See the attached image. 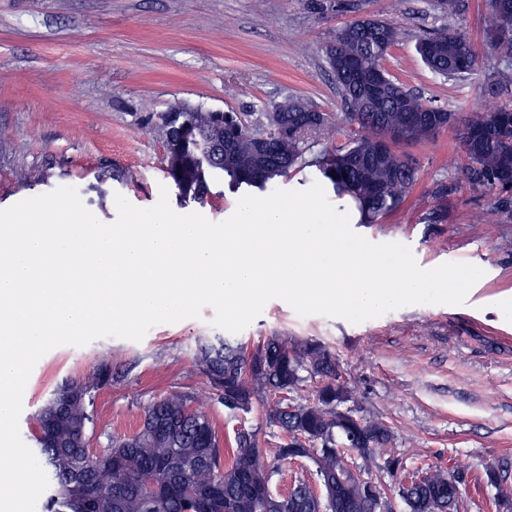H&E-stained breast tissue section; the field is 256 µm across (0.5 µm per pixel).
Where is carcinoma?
I'll return each instance as SVG.
<instances>
[{
    "label": "carcinoma",
    "mask_w": 512,
    "mask_h": 512,
    "mask_svg": "<svg viewBox=\"0 0 512 512\" xmlns=\"http://www.w3.org/2000/svg\"><path fill=\"white\" fill-rule=\"evenodd\" d=\"M490 34L487 47L512 57V0H486ZM400 41V31L384 19H354L340 27L325 46V56L346 111L336 115L346 142L307 155L328 132L331 117L307 100L287 97L259 113L220 120L201 105L189 112L171 110L162 124L165 140H178L184 126L193 132L184 168L165 170L183 199L202 200L215 175L232 193L266 191L293 173L314 166L336 194L358 206L363 224L397 209L416 184L418 164L397 145L428 140L442 130L456 132L462 158L460 176L475 190L512 198V99L496 108L463 118L406 89L386 73L384 61ZM417 51L435 74L458 80L483 59L460 32L442 27L424 33ZM376 75L383 89L373 94L360 75ZM512 89V66L496 71L488 90ZM264 134L273 151H257L256 135ZM196 361L213 391L232 411L248 412L262 393L266 424L282 430L288 446L276 449L274 461L302 455L316 467L320 484L337 488L333 512H375V501L356 479L339 482L342 449L357 452L363 469L384 460L395 476L402 470L393 454L391 427L344 407L354 388L337 370L336 357L313 341L270 336L253 351L224 339L200 349ZM318 379L312 397L292 399L308 378ZM112 381L103 365L94 376L54 391L37 414L38 457L51 470L53 494L47 512H326L324 498L305 478L288 494L268 492L273 466L254 431L238 432L236 447L222 449L209 415L172 393L152 402L139 430L114 439L97 453L89 450L86 431L98 390ZM289 398L282 399L278 393ZM317 447L302 453L304 447ZM421 483L398 482L397 494L408 512H457L462 472L440 465L427 468Z\"/></svg>",
    "instance_id": "carcinoma-1"
}]
</instances>
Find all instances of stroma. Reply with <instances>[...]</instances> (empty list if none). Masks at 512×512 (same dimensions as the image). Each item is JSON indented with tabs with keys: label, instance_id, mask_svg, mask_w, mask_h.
Listing matches in <instances>:
<instances>
[{
	"label": "stroma",
	"instance_id": "1",
	"mask_svg": "<svg viewBox=\"0 0 512 512\" xmlns=\"http://www.w3.org/2000/svg\"><path fill=\"white\" fill-rule=\"evenodd\" d=\"M365 16L399 29L385 68L406 88L461 114L501 104L486 89L487 69L446 81L415 49L423 32L445 25L485 50L483 0H464L447 18L429 0H0V209L59 186L76 187L105 223L117 218L115 194L152 207L167 182L160 115L185 103L248 116L301 96L343 112L324 48L338 28ZM403 150L419 164L418 181L379 223H361L351 203L327 197L356 233L410 246L421 267L482 268L465 304L411 305L353 324L302 317L275 299L234 340L250 349L274 335L326 346L355 389L357 415L392 427L405 470L439 464L463 472L459 512H490L498 489L484 481L485 469L512 462V319L499 313L512 299V202L460 180L453 130ZM106 167L135 178L97 182ZM213 315L207 307L202 318L156 325L139 342L109 337L52 349L24 392L22 440L34 446L36 414L54 390L106 362L112 382L97 394L90 451L136 432L146 407L174 392L206 395L221 447H234L245 428L275 450L284 436L267 427L261 404L227 410L196 364L200 347L221 335Z\"/></svg>",
	"mask_w": 512,
	"mask_h": 512
}]
</instances>
